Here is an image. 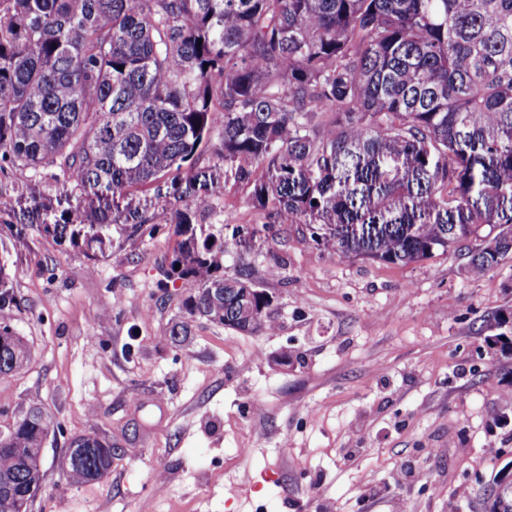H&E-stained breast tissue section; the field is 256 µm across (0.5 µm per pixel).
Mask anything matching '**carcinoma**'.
<instances>
[{
  "mask_svg": "<svg viewBox=\"0 0 512 512\" xmlns=\"http://www.w3.org/2000/svg\"><path fill=\"white\" fill-rule=\"evenodd\" d=\"M234 163L328 252L407 265L474 238L466 272L484 276L512 254V0H0V171L50 168L75 199L19 222L94 253L114 225H176L178 345L192 318L265 326L249 275L224 276V242L194 228ZM162 178L181 206L120 205ZM15 302L0 272V374L30 357ZM49 431L33 407L0 438V512L41 487ZM112 458L79 435L61 466L83 484Z\"/></svg>",
  "mask_w": 512,
  "mask_h": 512,
  "instance_id": "carcinoma-1",
  "label": "carcinoma"
}]
</instances>
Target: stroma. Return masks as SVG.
I'll return each mask as SVG.
<instances>
[{"mask_svg":"<svg viewBox=\"0 0 512 512\" xmlns=\"http://www.w3.org/2000/svg\"><path fill=\"white\" fill-rule=\"evenodd\" d=\"M36 201L70 199L0 172V263L31 354L0 375V432L35 405L51 421L31 512H485L512 455V359L487 346L512 310V256L478 279L473 240L406 266L333 256L228 164L196 235L223 239L225 275L273 297L277 328L198 319L177 346L174 225L113 229L90 258L16 223ZM88 433L112 444V470L75 485L60 461Z\"/></svg>","mask_w":512,"mask_h":512,"instance_id":"1","label":"stroma"}]
</instances>
